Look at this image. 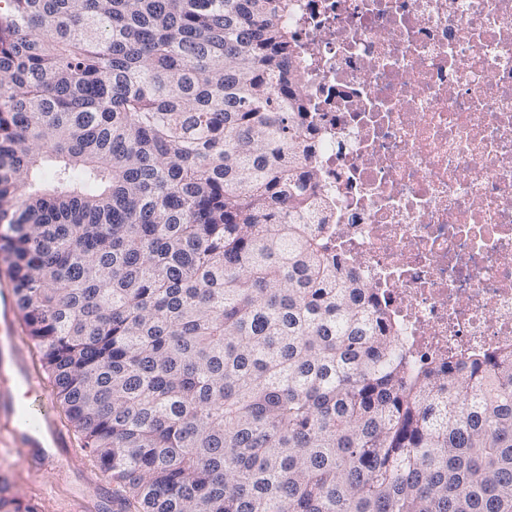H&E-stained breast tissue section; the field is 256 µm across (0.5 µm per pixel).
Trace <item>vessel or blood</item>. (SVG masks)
Here are the masks:
<instances>
[{
	"label": "vessel or blood",
	"mask_w": 512,
	"mask_h": 512,
	"mask_svg": "<svg viewBox=\"0 0 512 512\" xmlns=\"http://www.w3.org/2000/svg\"><path fill=\"white\" fill-rule=\"evenodd\" d=\"M19 308L13 294H0V331L8 332V371L0 370V437L24 448L33 475L49 465L71 470L87 485L100 481L70 449L66 431L53 413L52 398L43 392L40 376L30 358V344L18 325Z\"/></svg>",
	"instance_id": "1"
}]
</instances>
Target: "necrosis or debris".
Here are the masks:
<instances>
[{
	"mask_svg": "<svg viewBox=\"0 0 512 512\" xmlns=\"http://www.w3.org/2000/svg\"><path fill=\"white\" fill-rule=\"evenodd\" d=\"M318 213L422 368L512 346V0H292Z\"/></svg>",
	"mask_w": 512,
	"mask_h": 512,
	"instance_id": "obj_1",
	"label": "necrosis or debris"
}]
</instances>
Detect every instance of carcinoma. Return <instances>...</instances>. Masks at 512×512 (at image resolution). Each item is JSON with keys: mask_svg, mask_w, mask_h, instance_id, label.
Segmentation results:
<instances>
[{"mask_svg": "<svg viewBox=\"0 0 512 512\" xmlns=\"http://www.w3.org/2000/svg\"><path fill=\"white\" fill-rule=\"evenodd\" d=\"M290 5L0 0V254L56 400L120 512H512V349L414 368L312 223Z\"/></svg>", "mask_w": 512, "mask_h": 512, "instance_id": "cac0c4a2", "label": "carcinoma"}]
</instances>
